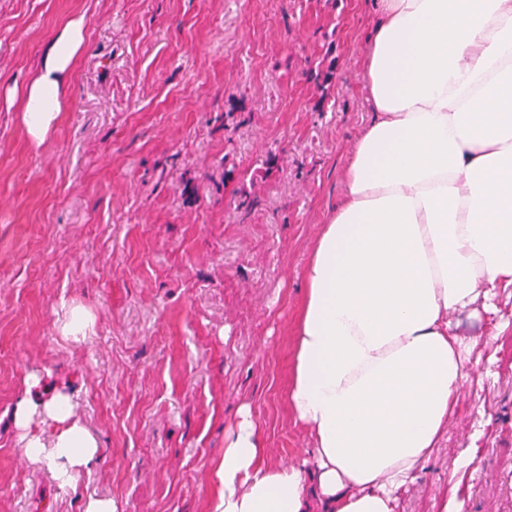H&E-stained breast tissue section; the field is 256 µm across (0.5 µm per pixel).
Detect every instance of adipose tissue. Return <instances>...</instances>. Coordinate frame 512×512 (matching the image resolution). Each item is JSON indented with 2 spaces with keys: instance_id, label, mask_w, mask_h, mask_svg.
<instances>
[{
  "instance_id": "adipose-tissue-1",
  "label": "adipose tissue",
  "mask_w": 512,
  "mask_h": 512,
  "mask_svg": "<svg viewBox=\"0 0 512 512\" xmlns=\"http://www.w3.org/2000/svg\"><path fill=\"white\" fill-rule=\"evenodd\" d=\"M363 57L374 118L305 263L288 409L314 447L274 466L249 409L224 442L213 512H395L448 429L479 336L454 315L512 294V0H375ZM84 49L82 24L51 41L22 94L43 142ZM28 459L72 480L96 436L68 394L22 401Z\"/></svg>"
}]
</instances>
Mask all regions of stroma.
I'll use <instances>...</instances> for the list:
<instances>
[{
    "label": "stroma",
    "instance_id": "1",
    "mask_svg": "<svg viewBox=\"0 0 512 512\" xmlns=\"http://www.w3.org/2000/svg\"><path fill=\"white\" fill-rule=\"evenodd\" d=\"M76 19L85 49L37 144L7 92ZM376 20L374 0H0V512H85L93 498L211 512L245 404L270 464L309 458L286 400L293 328L373 117L361 70ZM66 304L94 318L81 342L60 333ZM493 346L498 378L473 366L397 512L444 493L512 512V335ZM32 374L99 441L66 484L13 425Z\"/></svg>",
    "mask_w": 512,
    "mask_h": 512
}]
</instances>
